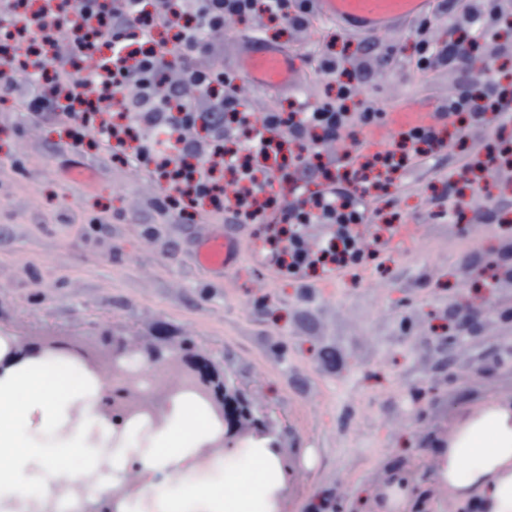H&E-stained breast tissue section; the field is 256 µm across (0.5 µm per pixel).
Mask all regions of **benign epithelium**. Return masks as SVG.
Listing matches in <instances>:
<instances>
[{
	"label": "benign epithelium",
	"instance_id": "7a95c632",
	"mask_svg": "<svg viewBox=\"0 0 512 512\" xmlns=\"http://www.w3.org/2000/svg\"><path fill=\"white\" fill-rule=\"evenodd\" d=\"M451 318L456 336L448 339V354L458 345L476 338L481 332V311L455 307ZM7 348L0 355V373L24 360L66 356L77 362L84 372L99 380L101 388L96 411L112 426V439L119 441L125 428L144 421L147 431L164 428L169 421L172 403L192 396L204 403L218 430L199 443L194 465L199 473L207 472V464L216 456H226L264 442L278 459L285 484H290L301 471L300 457L288 455L277 433V421L271 409L235 375L224 367V358L202 348L189 335L131 336L123 330L106 329L88 336H64L41 331L24 336L13 328H3ZM159 366L168 377L164 385L146 388L149 368ZM443 462L438 460L422 470L392 467L378 482L375 506L371 512H398L406 502L417 497L416 509L430 512L432 494L417 493V483L437 477ZM143 468L140 462L128 463L125 474L112 482L108 502L97 500L86 512H125L140 497Z\"/></svg>",
	"mask_w": 512,
	"mask_h": 512
}]
</instances>
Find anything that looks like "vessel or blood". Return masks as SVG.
Instances as JSON below:
<instances>
[{
  "label": "vessel or blood",
  "mask_w": 512,
  "mask_h": 512,
  "mask_svg": "<svg viewBox=\"0 0 512 512\" xmlns=\"http://www.w3.org/2000/svg\"><path fill=\"white\" fill-rule=\"evenodd\" d=\"M318 14L327 21L336 22L356 32H383L398 22L426 15L431 0H314ZM241 81L268 90L295 87L300 72L295 60L287 52L252 44L248 54L237 65ZM434 113L408 104L387 113L385 136H392L413 125H430ZM196 259L200 267L215 273L235 268L239 250L234 240L225 233L211 229L197 241Z\"/></svg>",
  "instance_id": "b4317fda"
}]
</instances>
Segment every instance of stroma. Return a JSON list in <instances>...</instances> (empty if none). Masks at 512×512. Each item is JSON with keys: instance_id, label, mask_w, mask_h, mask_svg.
<instances>
[{"instance_id": "stroma-1", "label": "stroma", "mask_w": 512, "mask_h": 512, "mask_svg": "<svg viewBox=\"0 0 512 512\" xmlns=\"http://www.w3.org/2000/svg\"><path fill=\"white\" fill-rule=\"evenodd\" d=\"M414 35H378L397 64L362 96L387 112L413 102L438 111L457 80L447 70L408 71ZM289 49L302 73L299 95L318 103L315 56L304 34ZM34 91L18 77L0 101V306L18 331L83 333L125 326L145 336L157 326L194 336L288 423L301 443L303 471L288 493L290 512H369L387 464L420 467L442 457L460 426L498 405H512V322L457 355L472 366L449 377L448 309L484 305L498 318L512 290L492 286L490 260L501 257L512 224L481 235L469 281L458 265L471 245L465 224L440 219L429 199L452 168L447 159L409 165L391 192L402 225L419 238L381 248L375 260L336 283L270 277L254 265L248 236L240 264L224 278L196 263L195 227L154 204L155 188L132 167L95 147L75 148L57 126L34 123ZM83 167L94 181L75 178ZM335 353L337 370L322 360Z\"/></svg>"}]
</instances>
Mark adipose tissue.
Returning a JSON list of instances; mask_svg holds the SVG:
<instances>
[{"mask_svg": "<svg viewBox=\"0 0 512 512\" xmlns=\"http://www.w3.org/2000/svg\"><path fill=\"white\" fill-rule=\"evenodd\" d=\"M98 389L97 381L62 372L56 361L0 375V512H33L34 504L52 496L57 466L68 459L79 461V478L99 496L112 485L99 471L104 457L116 472L129 459L142 462L141 499L151 504V512H273L280 482L267 449H254L231 479L224 476L223 457H216L211 477L200 482L187 461L214 430L210 417L177 401L167 426L152 434L148 446L132 438L116 448L110 425L95 412ZM157 472L167 473L168 482H155ZM441 476L450 487L476 488L489 512H512V407L486 411L467 425L448 448Z\"/></svg>", "mask_w": 512, "mask_h": 512, "instance_id": "adipose-tissue-1", "label": "adipose tissue"}]
</instances>
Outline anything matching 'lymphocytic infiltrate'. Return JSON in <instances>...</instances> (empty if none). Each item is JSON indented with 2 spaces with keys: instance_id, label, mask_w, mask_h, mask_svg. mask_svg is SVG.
I'll use <instances>...</instances> for the list:
<instances>
[{
  "instance_id": "lymphocytic-infiltrate-1",
  "label": "lymphocytic infiltrate",
  "mask_w": 512,
  "mask_h": 512,
  "mask_svg": "<svg viewBox=\"0 0 512 512\" xmlns=\"http://www.w3.org/2000/svg\"><path fill=\"white\" fill-rule=\"evenodd\" d=\"M448 11L446 39L433 36L430 20L416 24L413 65L456 72L442 112L449 134L414 128L372 153L356 131L383 123L384 114L367 101L354 112L348 102L394 66L375 42L359 43L364 61L350 68L321 54L320 103L297 99L259 114L235 74L205 63L223 55L222 37L239 22H253L263 36L280 25L327 39L313 0H60L37 26L19 28L0 46V98L13 94L18 76L39 85L50 64L58 87L69 86L63 28L80 21L85 38L70 50L89 64L90 95L36 96L29 103L35 122L68 124L74 147L91 139L112 162L145 172L161 210L191 219L206 201L225 223L261 225L275 275L346 271L374 258L361 228L377 222L379 202L412 159L445 155L469 172L467 188L452 179L431 200L447 207L449 223L480 229L512 206L481 186L486 176L512 183V140L489 132L491 119L512 123V89L494 66L504 54L498 28L508 11L479 2L461 12L455 0ZM117 95L120 123L112 110Z\"/></svg>"
}]
</instances>
